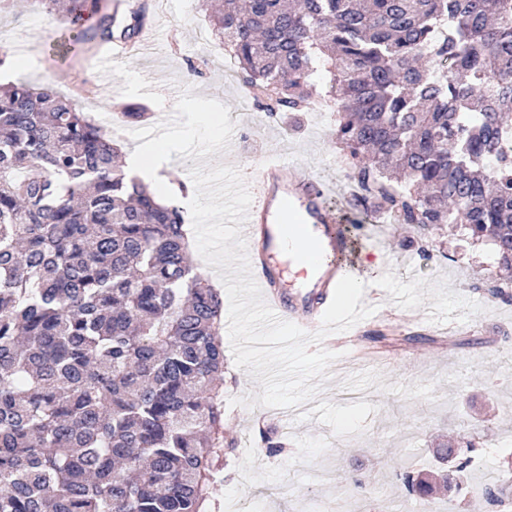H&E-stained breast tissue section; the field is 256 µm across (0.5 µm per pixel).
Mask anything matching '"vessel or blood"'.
I'll return each mask as SVG.
<instances>
[{
	"mask_svg": "<svg viewBox=\"0 0 512 512\" xmlns=\"http://www.w3.org/2000/svg\"><path fill=\"white\" fill-rule=\"evenodd\" d=\"M253 201L241 233L247 243L252 275L266 303L281 319L314 332L343 275V259L352 248L350 237L336 228V213L322 181L281 160L267 161L252 178ZM321 232L318 253L325 259L316 265H300L299 290L283 287V271L277 256L284 237L296 236L306 225Z\"/></svg>",
	"mask_w": 512,
	"mask_h": 512,
	"instance_id": "1",
	"label": "vessel or blood"
}]
</instances>
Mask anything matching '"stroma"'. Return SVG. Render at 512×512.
I'll return each instance as SVG.
<instances>
[{
    "instance_id": "stroma-1",
    "label": "stroma",
    "mask_w": 512,
    "mask_h": 512,
    "mask_svg": "<svg viewBox=\"0 0 512 512\" xmlns=\"http://www.w3.org/2000/svg\"><path fill=\"white\" fill-rule=\"evenodd\" d=\"M129 2L148 4L155 30L141 54L112 60L110 68H92L93 49L37 0H0V51L27 58L23 77L31 84L79 93L83 110L97 118L121 102H141L125 82L126 73H137L141 83L167 90L150 102L161 134L168 130V92L208 101L238 139L229 144L200 129L170 163V185L183 181L188 158L254 174L265 159L286 157L335 184L337 219L358 220L350 270L378 259L402 282L445 278L448 291L484 306L468 321L433 324L432 298L403 311L381 288L366 289L364 303L375 314L346 338L324 339L338 358L314 410L292 418L283 409L232 405V398L261 394L262 386L225 351L224 430L235 446L217 462L207 512H331L339 503L347 512H496L482 495L467 493L461 473L449 472V489L427 503L399 478L405 470L432 477L449 445L512 481V300L490 291L500 276L492 247L445 226L423 233L394 223L373 201L357 198L332 135L334 113L317 101L267 120L245 99L241 74L225 70L216 50L200 42L209 26L205 0ZM271 443L283 452L269 453Z\"/></svg>"
}]
</instances>
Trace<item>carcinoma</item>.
<instances>
[{
	"mask_svg": "<svg viewBox=\"0 0 512 512\" xmlns=\"http://www.w3.org/2000/svg\"><path fill=\"white\" fill-rule=\"evenodd\" d=\"M41 3L87 44L146 20ZM210 22L258 107L325 84L347 178L491 245L512 288V0H224ZM117 152L54 87L0 89V512H202L224 448V297Z\"/></svg>",
	"mask_w": 512,
	"mask_h": 512,
	"instance_id": "1",
	"label": "carcinoma"
}]
</instances>
